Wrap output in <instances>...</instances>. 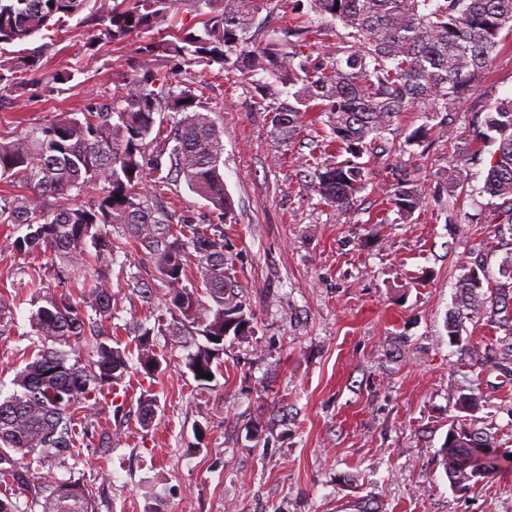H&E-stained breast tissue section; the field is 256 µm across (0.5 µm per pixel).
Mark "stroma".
I'll use <instances>...</instances> for the list:
<instances>
[{
  "label": "stroma",
  "instance_id": "obj_1",
  "mask_svg": "<svg viewBox=\"0 0 512 512\" xmlns=\"http://www.w3.org/2000/svg\"><path fill=\"white\" fill-rule=\"evenodd\" d=\"M299 22L314 54L334 53L340 24L315 13ZM99 39L71 20L28 84L0 97V130L84 112L120 90L136 46ZM67 69L65 85L49 75ZM207 102L224 129V187L234 219L224 254L257 331L224 339L223 371L200 388L186 357L202 339L172 334L137 297L112 298L116 338L130 325L152 331L164 356L158 378L130 368L120 407L105 411L119 439L111 457L100 432L82 442L78 472L93 479L97 512H512V376L486 366L500 332L489 319L464 321L448 337L465 266L500 281L512 230L497 223L483 191L491 156H460L481 111L512 98V38L489 73L456 103V143L437 138L369 164V184L337 216L313 191L303 161L319 152L322 126L282 144L258 105L252 81L202 71ZM446 190L464 182L455 223L438 211L401 222L384 211L385 189L400 178ZM30 257L0 250V286L16 285L14 322L0 333V383L20 369L37 293L59 289L53 276L31 282ZM155 392L152 429L138 418L139 397ZM478 398L475 411L460 397ZM491 433L498 470L480 485L450 487L439 454L451 424Z\"/></svg>",
  "mask_w": 512,
  "mask_h": 512
}]
</instances>
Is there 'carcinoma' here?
<instances>
[{
	"label": "carcinoma",
	"mask_w": 512,
	"mask_h": 512,
	"mask_svg": "<svg viewBox=\"0 0 512 512\" xmlns=\"http://www.w3.org/2000/svg\"><path fill=\"white\" fill-rule=\"evenodd\" d=\"M183 8L200 17L201 27L139 47L124 87L101 109L60 112L24 133L0 131V182L9 188L0 195V224L26 228L22 236L7 234L0 247L46 257L28 272L33 280L51 268L62 284L94 283L76 298L65 288L44 295L31 313L36 353L11 389L0 390V482L16 491L0 497V512H96L93 483L56 477L76 467V421L83 419L85 434L103 429L81 413L112 396L130 360L144 377L162 372L150 330L138 331L132 350L112 343V280L149 309L155 299L151 280L128 277L117 262L116 238L141 251L152 280L167 287L162 306L169 324L192 327L205 339L186 358L195 381L216 375L224 337L256 332L246 300L224 273V219L232 209L224 139L196 68L262 76V108L282 140L307 125L328 128L324 147L343 160L316 164L313 191L345 215L367 184L362 158L374 156L396 118L421 113L409 146L436 133L453 138L456 99L488 72L502 33L512 36V0H0V96L25 86L47 49L9 57L7 46L64 31L86 10L83 21L123 43L144 30H165ZM304 8L345 29L336 55L313 60L305 51L301 25L285 20ZM264 10L283 21L278 32L264 34ZM473 139L495 146L483 192L512 231V98L487 109ZM182 183L207 202L215 222L172 220L167 198ZM72 192L87 201L69 204ZM386 198L403 218L429 207L425 187L414 180L390 186ZM510 287L491 284L483 268L471 266L448 318L453 339L463 321L488 305L502 307L497 367L505 372H512ZM139 406L148 428L156 396L141 394ZM494 444L483 431L451 426L441 450L450 487L483 482L488 467L466 449Z\"/></svg>",
	"instance_id": "carcinoma-1"
}]
</instances>
